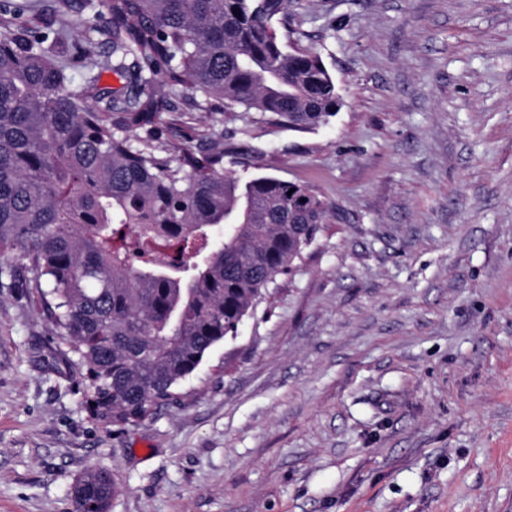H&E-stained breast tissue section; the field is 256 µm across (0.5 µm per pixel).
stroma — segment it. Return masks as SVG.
Masks as SVG:
<instances>
[{
  "label": "stroma",
  "instance_id": "1",
  "mask_svg": "<svg viewBox=\"0 0 512 512\" xmlns=\"http://www.w3.org/2000/svg\"><path fill=\"white\" fill-rule=\"evenodd\" d=\"M343 105L190 113L224 169L333 216L156 414L93 416L27 288H0V512H512V0H290ZM118 483L112 471L92 466L72 486L76 512H109ZM95 505V508H92Z\"/></svg>",
  "mask_w": 512,
  "mask_h": 512
}]
</instances>
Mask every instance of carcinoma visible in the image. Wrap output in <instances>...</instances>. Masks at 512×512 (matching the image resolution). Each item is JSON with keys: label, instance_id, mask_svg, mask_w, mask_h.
<instances>
[{"label": "carcinoma", "instance_id": "obj_1", "mask_svg": "<svg viewBox=\"0 0 512 512\" xmlns=\"http://www.w3.org/2000/svg\"><path fill=\"white\" fill-rule=\"evenodd\" d=\"M100 60L38 0H0V258L78 357L88 409L130 424L169 404L211 349L315 241L330 207L274 176L224 172V148L161 141L202 104L276 125H327L342 101L322 59L288 49V0H101ZM84 71L73 87L70 72ZM130 74L122 97L101 73ZM118 483L92 466L76 512H109Z\"/></svg>", "mask_w": 512, "mask_h": 512}]
</instances>
